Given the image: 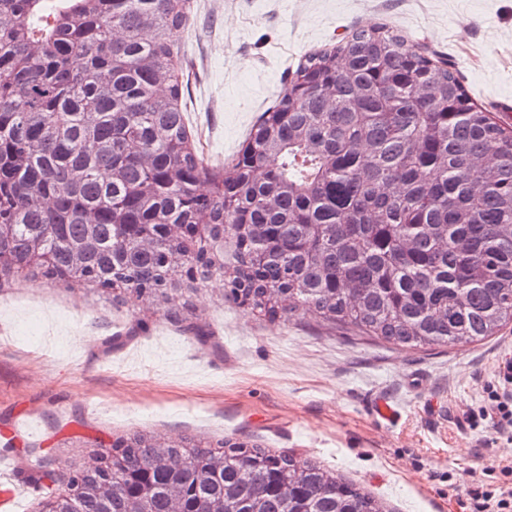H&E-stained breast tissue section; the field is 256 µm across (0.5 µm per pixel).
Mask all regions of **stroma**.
Instances as JSON below:
<instances>
[{
  "instance_id": "1",
  "label": "stroma",
  "mask_w": 512,
  "mask_h": 512,
  "mask_svg": "<svg viewBox=\"0 0 512 512\" xmlns=\"http://www.w3.org/2000/svg\"><path fill=\"white\" fill-rule=\"evenodd\" d=\"M182 38L188 126L209 165L231 161L304 54L387 23L455 66L471 100L512 127V0H193ZM205 341L192 337V330ZM512 330L412 348L225 301L218 278L168 304L43 278L0 286V454L14 468L81 464L146 434L287 451L334 469L390 512H460L512 442L470 430ZM387 399L393 421L372 406Z\"/></svg>"
}]
</instances>
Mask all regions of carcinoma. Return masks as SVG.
I'll return each mask as SVG.
<instances>
[{"label": "carcinoma", "mask_w": 512, "mask_h": 512, "mask_svg": "<svg viewBox=\"0 0 512 512\" xmlns=\"http://www.w3.org/2000/svg\"><path fill=\"white\" fill-rule=\"evenodd\" d=\"M190 14L0 0V281L168 300L183 265L271 319L312 310L387 343L466 347L512 326V129L456 69L357 29L306 56L213 168L182 104ZM37 247L48 264L29 262ZM58 475L80 494L52 496ZM58 475L25 472L55 512H387L332 469L243 443L134 435Z\"/></svg>", "instance_id": "cac0c4a2"}]
</instances>
